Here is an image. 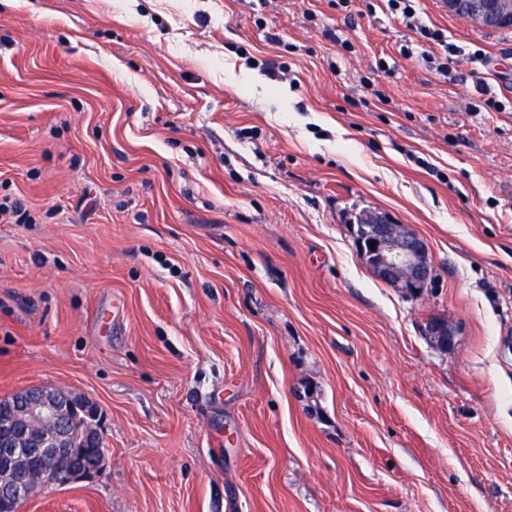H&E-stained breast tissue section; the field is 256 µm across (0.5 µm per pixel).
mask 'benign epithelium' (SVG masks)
I'll use <instances>...</instances> for the list:
<instances>
[{"label":"benign epithelium","instance_id":"obj_1","mask_svg":"<svg viewBox=\"0 0 512 512\" xmlns=\"http://www.w3.org/2000/svg\"><path fill=\"white\" fill-rule=\"evenodd\" d=\"M442 3L448 13L479 28L512 29V0ZM357 224L356 247L369 271L403 297L423 298L435 279L426 241L381 209L362 211ZM422 333L442 353L456 348L457 329L446 317L428 318ZM79 413L86 417V440L94 448L87 461L80 458L70 432L71 420ZM105 452L102 410L95 401L74 392L31 389L17 413L0 415V501L12 512H21L35 484L63 488L90 479L99 471Z\"/></svg>","mask_w":512,"mask_h":512}]
</instances>
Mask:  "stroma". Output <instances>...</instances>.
Returning <instances> with one entry per match:
<instances>
[{
	"label": "stroma",
	"mask_w": 512,
	"mask_h": 512,
	"mask_svg": "<svg viewBox=\"0 0 512 512\" xmlns=\"http://www.w3.org/2000/svg\"><path fill=\"white\" fill-rule=\"evenodd\" d=\"M414 7L446 71L386 0H0V397L82 393L106 448L23 512H512V31ZM391 13L401 14L403 21L406 22V25L416 31L419 35V40L417 41L416 48L408 45H404L401 47L400 52L404 58H413L416 53V58L421 57L422 60L433 63L431 56L429 55L428 46L426 44H437L439 46L444 47V51L446 52L445 60L447 61L446 65H448V53L453 56L464 55V50L456 45L448 44V41L445 39L446 37L443 34V30L431 28L421 21L416 16V10L412 2L414 0H387ZM463 53V54H462ZM357 219L355 243L369 271L403 297L423 298L435 279L426 241L385 210H363ZM370 241L375 242L374 248ZM422 333L431 346L439 352L448 353L456 348L457 329L446 317L428 318L423 324Z\"/></svg>",
	"instance_id": "stroma-1"
}]
</instances>
